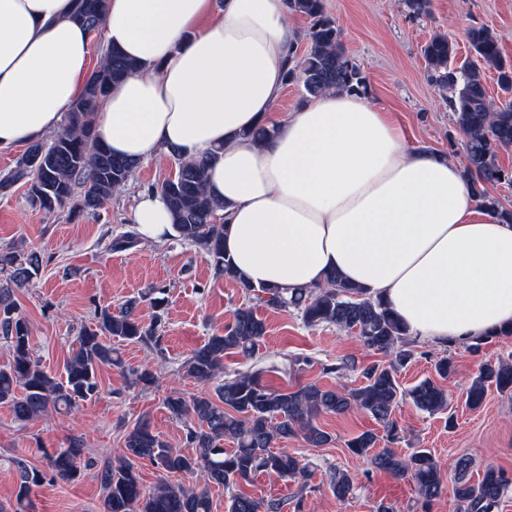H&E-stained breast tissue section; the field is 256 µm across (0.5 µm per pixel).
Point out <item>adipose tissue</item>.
<instances>
[{
  "label": "adipose tissue",
  "mask_w": 512,
  "mask_h": 512,
  "mask_svg": "<svg viewBox=\"0 0 512 512\" xmlns=\"http://www.w3.org/2000/svg\"><path fill=\"white\" fill-rule=\"evenodd\" d=\"M73 0H0V152L43 138L84 95L91 35ZM288 0H108L106 48L135 61L94 114L136 161L209 156L224 247L254 285L313 288L336 271L384 295L418 340L472 342L512 325V225L478 207L450 155L407 147L389 112L332 90L274 112L300 32ZM259 125L275 134L244 139ZM137 232H172L143 189Z\"/></svg>",
  "instance_id": "adipose-tissue-1"
}]
</instances>
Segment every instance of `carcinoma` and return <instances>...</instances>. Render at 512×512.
Listing matches in <instances>:
<instances>
[{"label": "carcinoma", "mask_w": 512, "mask_h": 512, "mask_svg": "<svg viewBox=\"0 0 512 512\" xmlns=\"http://www.w3.org/2000/svg\"><path fill=\"white\" fill-rule=\"evenodd\" d=\"M108 0H75L72 19L91 32L100 30ZM293 13L305 16L310 26L305 34L303 54L293 53L287 63L285 84L299 83L303 99L314 98L330 89L363 93L366 78L346 51L336 20L327 12L325 0H290ZM471 52L477 61L460 67L452 65L453 43L445 34L433 36L422 49L432 81L448 100L455 127L464 137L463 170L479 205L505 224H512V207L492 193L499 185H512V169L499 163V153L512 148V58L505 57L496 34L485 27L467 32ZM497 71V83L504 93L492 101L486 90L481 64ZM133 64L119 51L106 52L87 83L85 96L67 112L65 127L50 142L38 140L27 145L11 172L0 178V194L14 185H26L28 202L45 212L69 208L72 214L100 209L130 179L138 162L113 155L98 139L93 118L111 85L123 80ZM166 157L175 164V175L162 181L160 192L172 215L176 237L192 243L206 255L214 274L235 281L242 292L274 308L297 311L305 326L333 325L352 331L361 345L381 355V360L360 370L362 384L355 387L325 388L315 383L280 389L263 380L264 370L228 374L224 359L237 355L251 359L267 334L263 318L251 306L239 307L224 334L209 337L194 349L183 368L201 384H214V394L191 397L174 390L165 405L186 423V440L193 452L172 448L151 427L138 421L125 435V452L117 465L104 463L98 470L104 498L101 512H210L207 485L224 486L230 494V512H282L283 502L251 495L244 486L258 474L267 473L308 486L310 472L302 459L275 445L301 438L312 448H321L333 437L318 421L325 415L360 411L370 415L386 431L387 445L372 430L356 434L345 447L357 457L397 480H409L430 512L433 502L450 492L459 512H497L508 491L512 473L488 466L477 481L468 477L472 459L460 456L451 485L443 480L441 468L431 451L412 448L401 453L390 447L398 438L394 413L407 397L419 410L430 415L448 409L444 381L455 374L451 358L434 364V376L426 377L408 390L401 389L397 372L417 356L409 330L379 295L346 282L331 272L323 284L299 289L286 297L274 287H256L237 277L224 251V221L219 212L224 201L206 188V157H189L172 147ZM138 235L125 232L112 240V250L136 246ZM43 266V257L24 244L0 248V338L12 359L0 367V405H6L15 420L29 422L51 410L69 411L81 401L97 396V372L103 366L124 367L112 349L118 338L163 354L160 333L165 312V290L153 287L126 300L116 311L95 312V326L84 329L76 349L57 378L41 367L33 356L27 318L16 302V292L30 282ZM149 302L153 318L145 322L138 308ZM512 395V356L486 361L465 389L471 408L482 405L489 388ZM233 447H224V441ZM83 440L73 436L65 448L43 451L45 468L32 466L24 458L13 463L18 472L16 512H25L32 487L43 479L73 482L86 463ZM148 460L167 474H200L206 487H188L166 478L152 490L140 481L136 462ZM355 478L347 470L334 468L328 487L338 501H345L354 489Z\"/></svg>", "instance_id": "cac0c4a2"}]
</instances>
